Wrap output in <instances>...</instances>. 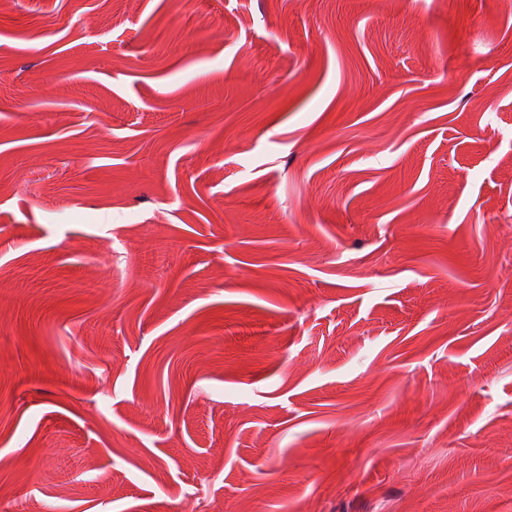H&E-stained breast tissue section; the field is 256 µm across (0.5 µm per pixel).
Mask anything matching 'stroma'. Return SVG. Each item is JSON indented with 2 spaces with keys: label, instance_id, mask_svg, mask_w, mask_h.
I'll list each match as a JSON object with an SVG mask.
<instances>
[{
  "label": "stroma",
  "instance_id": "obj_1",
  "mask_svg": "<svg viewBox=\"0 0 512 512\" xmlns=\"http://www.w3.org/2000/svg\"><path fill=\"white\" fill-rule=\"evenodd\" d=\"M0 512H512V0H0Z\"/></svg>",
  "mask_w": 512,
  "mask_h": 512
}]
</instances>
